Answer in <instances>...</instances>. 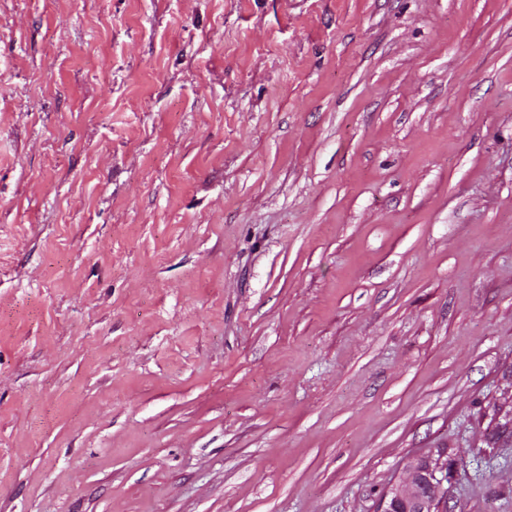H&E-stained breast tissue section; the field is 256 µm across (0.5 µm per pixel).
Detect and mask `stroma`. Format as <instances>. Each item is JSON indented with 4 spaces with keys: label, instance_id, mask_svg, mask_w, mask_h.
<instances>
[{
    "label": "stroma",
    "instance_id": "stroma-1",
    "mask_svg": "<svg viewBox=\"0 0 512 512\" xmlns=\"http://www.w3.org/2000/svg\"><path fill=\"white\" fill-rule=\"evenodd\" d=\"M512 512V0H0V512ZM444 463L442 458H430L409 465L403 479L386 494L382 512L445 511L448 466Z\"/></svg>",
    "mask_w": 512,
    "mask_h": 512
}]
</instances>
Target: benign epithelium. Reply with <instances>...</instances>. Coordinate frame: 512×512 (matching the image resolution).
Returning a JSON list of instances; mask_svg holds the SVG:
<instances>
[{
	"mask_svg": "<svg viewBox=\"0 0 512 512\" xmlns=\"http://www.w3.org/2000/svg\"><path fill=\"white\" fill-rule=\"evenodd\" d=\"M448 466L442 459L419 460L385 496L382 512H444Z\"/></svg>",
	"mask_w": 512,
	"mask_h": 512,
	"instance_id": "benign-epithelium-1",
	"label": "benign epithelium"
}]
</instances>
